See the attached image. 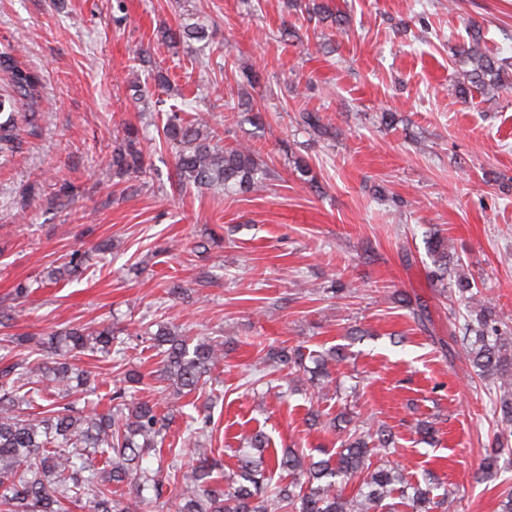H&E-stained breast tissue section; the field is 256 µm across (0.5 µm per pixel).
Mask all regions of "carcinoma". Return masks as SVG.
I'll list each match as a JSON object with an SVG mask.
<instances>
[{
  "label": "carcinoma",
  "mask_w": 512,
  "mask_h": 512,
  "mask_svg": "<svg viewBox=\"0 0 512 512\" xmlns=\"http://www.w3.org/2000/svg\"><path fill=\"white\" fill-rule=\"evenodd\" d=\"M342 30L347 17L330 4L306 9ZM183 37L203 40L205 28L190 24L164 31L158 44L170 47ZM16 48H0V72L8 86L0 84V160L14 152L21 142V127L15 115V97L34 98L39 78L18 66ZM461 71L450 91L466 98L472 88L490 97L499 90L512 89V61L492 52L486 45L482 25L468 21L459 44ZM151 63V50L138 49L131 58L134 83L139 70ZM184 69L196 75L200 86L210 84L208 64L188 62ZM164 141L174 150L177 184L197 189L226 192H258L265 188L252 146L237 143L226 147L218 131L198 114L177 105L164 112ZM108 166L120 179L146 172L141 135L136 128L125 131L112 151ZM428 251L440 285L448 278V239L429 233ZM83 266L77 251L51 272L55 281H71ZM475 284L458 275L448 285L449 295L460 301L474 300ZM475 316L466 324L464 349L469 361L483 377L507 379L512 376V329L493 299L476 303ZM142 343L160 357V375L168 382L161 402H177L202 388L212 372L224 361V342L207 336H188L163 327L143 337ZM36 342L44 351L37 360L20 358L13 348L0 353V512H153L171 493L181 487L176 499L178 512H451L454 498L434 493L432 483L412 482L397 463L377 466L373 458L394 444L391 432L359 421L340 451L320 448L321 459L296 450H283L263 457L269 440L258 431L247 439V447L235 450L237 468L221 478L218 462L203 447L202 438L212 431L207 407L189 401L195 414L189 415L184 443L195 464L187 472L174 459L162 469L143 461L161 453L172 414L160 411V402L138 401L135 393L145 375L136 369L126 372L122 385L105 393L110 407L85 411L71 399L74 391L96 389L92 372L67 361L70 353L111 356L115 336L108 326H65L44 341L32 336L14 337L11 343ZM267 358L291 365L295 372L307 371L300 350L270 348ZM502 432L512 430V389L503 392L495 404ZM365 475L355 494L346 496L342 480Z\"/></svg>",
  "instance_id": "obj_1"
}]
</instances>
